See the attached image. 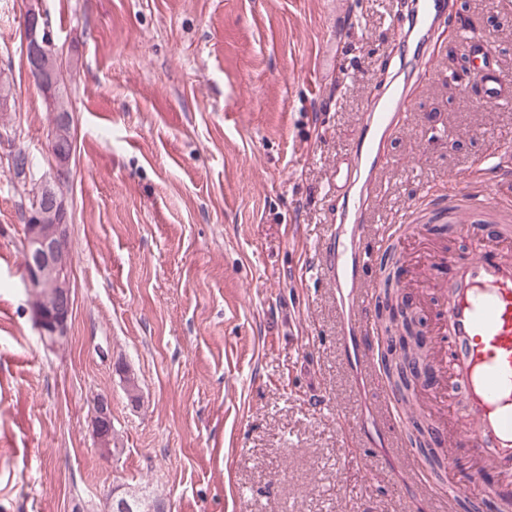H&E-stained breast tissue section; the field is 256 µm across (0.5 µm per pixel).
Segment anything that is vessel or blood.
<instances>
[{
	"mask_svg": "<svg viewBox=\"0 0 512 512\" xmlns=\"http://www.w3.org/2000/svg\"><path fill=\"white\" fill-rule=\"evenodd\" d=\"M446 0H415L407 24L396 28L405 60L417 66L432 39L433 20L443 11ZM477 93L484 99L502 100L512 96V87L499 73L480 72ZM408 110L404 85L387 88L366 114L363 135L353 159L336 184L337 191L348 192L341 222L352 223L357 243L351 250L330 249L323 261V272L346 292L353 314V329L359 338L357 363L365 373H373L377 330L369 307L373 291L384 278L374 272V249L370 243L373 225L367 224L369 201L377 192L383 166L382 147ZM500 182H473L469 192L452 186L448 194L456 202L453 233L461 238L481 236L483 224H491L492 234L512 240V197L500 190ZM454 275L447 283L448 308V391L464 417L458 443L491 466L512 468V261L500 253L482 249L481 253L448 256ZM480 473H472L467 483L428 485L427 491L441 512L460 498L465 484L481 483Z\"/></svg>",
	"mask_w": 512,
	"mask_h": 512,
	"instance_id": "b4317fda",
	"label": "vessel or blood"
}]
</instances>
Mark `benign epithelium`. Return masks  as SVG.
I'll return each instance as SVG.
<instances>
[{
  "instance_id": "benign-epithelium-1",
  "label": "benign epithelium",
  "mask_w": 512,
  "mask_h": 512,
  "mask_svg": "<svg viewBox=\"0 0 512 512\" xmlns=\"http://www.w3.org/2000/svg\"><path fill=\"white\" fill-rule=\"evenodd\" d=\"M58 46L47 18L30 5L24 14L23 56L30 78L42 90L53 111L50 140L71 132L66 98L56 80ZM52 176L42 180L34 192L24 224V281L39 335L44 344L57 345L68 335L73 313L70 224L63 181L70 171L71 154H53ZM92 434L99 456L107 461L118 453L114 448L112 406L105 395L93 401Z\"/></svg>"
}]
</instances>
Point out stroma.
I'll list each match as a JSON object with an SVG mask.
<instances>
[{"label":"stroma","mask_w":512,"mask_h":512,"mask_svg":"<svg viewBox=\"0 0 512 512\" xmlns=\"http://www.w3.org/2000/svg\"><path fill=\"white\" fill-rule=\"evenodd\" d=\"M412 0H42L74 116L69 333L46 348L23 281V178L50 170L52 115L21 50L25 0H0V512H107L144 491L169 512H433L375 426L336 290L321 270L345 167L370 102L402 65ZM512 83V0H450L410 72L386 142L373 224L448 205L430 187L512 147V98L466 92L462 31ZM404 279L434 350L440 319L424 248L400 237ZM135 378L132 406L116 371ZM112 398L119 454L103 460L92 399ZM432 411L448 473L476 465L456 412Z\"/></svg>","instance_id":"obj_1"}]
</instances>
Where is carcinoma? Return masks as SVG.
I'll list each match as a JSON object with an SVG mask.
<instances>
[{
    "label": "carcinoma",
    "mask_w": 512,
    "mask_h": 512,
    "mask_svg": "<svg viewBox=\"0 0 512 512\" xmlns=\"http://www.w3.org/2000/svg\"><path fill=\"white\" fill-rule=\"evenodd\" d=\"M391 279L392 275H387L385 288L378 296V303L385 309V313L378 314L377 321L379 339L384 344L380 363L396 402L408 411L407 430L411 444L440 477L447 469L448 459L442 453L430 412L417 405L422 390L416 378L419 368H431L430 347L410 334L406 321L396 318L395 309L405 302V294L391 284Z\"/></svg>",
    "instance_id": "1"
}]
</instances>
